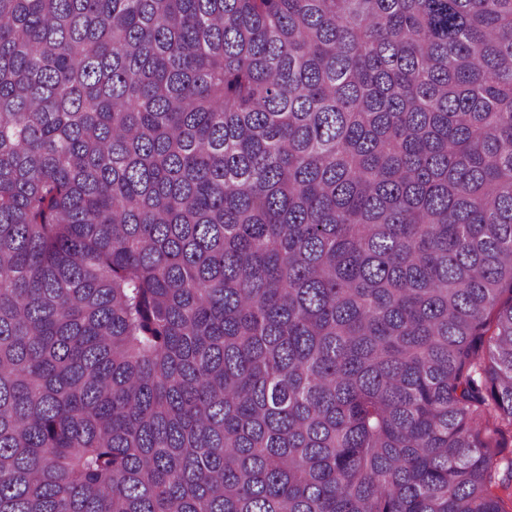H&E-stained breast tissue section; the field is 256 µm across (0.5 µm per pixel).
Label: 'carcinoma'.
Returning <instances> with one entry per match:
<instances>
[{
	"label": "carcinoma",
	"instance_id": "cac0c4a2",
	"mask_svg": "<svg viewBox=\"0 0 512 512\" xmlns=\"http://www.w3.org/2000/svg\"><path fill=\"white\" fill-rule=\"evenodd\" d=\"M512 0H0V512H512Z\"/></svg>",
	"mask_w": 512,
	"mask_h": 512
}]
</instances>
